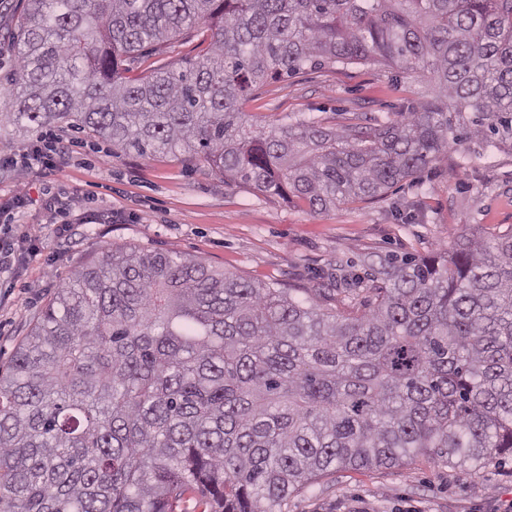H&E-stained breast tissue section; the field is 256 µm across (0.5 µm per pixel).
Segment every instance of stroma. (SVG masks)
Wrapping results in <instances>:
<instances>
[{
    "label": "stroma",
    "mask_w": 512,
    "mask_h": 512,
    "mask_svg": "<svg viewBox=\"0 0 512 512\" xmlns=\"http://www.w3.org/2000/svg\"><path fill=\"white\" fill-rule=\"evenodd\" d=\"M26 0H0V84L9 85ZM426 85L370 63L316 66L267 80L243 103L246 125L353 113L385 119ZM60 171L21 167L33 137L0 129V238L27 232L12 270L0 273V367H7L38 313L76 266L107 246L176 251L258 284L277 283L339 311L312 273L379 255L454 250L462 232L512 228V151L449 148L382 198L315 213L293 196L225 183L203 160L144 159L67 129L55 130ZM512 499V462L468 474L427 458L387 469L339 470L291 496L288 512H492Z\"/></svg>",
    "instance_id": "1"
}]
</instances>
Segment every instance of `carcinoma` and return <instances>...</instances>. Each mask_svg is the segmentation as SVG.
<instances>
[{"instance_id":"obj_1","label":"carcinoma","mask_w":512,"mask_h":512,"mask_svg":"<svg viewBox=\"0 0 512 512\" xmlns=\"http://www.w3.org/2000/svg\"><path fill=\"white\" fill-rule=\"evenodd\" d=\"M200 57L125 76L147 45ZM364 62L424 82L381 123L244 126L253 87ZM0 124L67 128L314 212L373 200L452 144L512 149V0H28ZM326 312L178 253L75 269L0 374V512H288L342 468L512 460V229L451 256L318 273Z\"/></svg>"}]
</instances>
